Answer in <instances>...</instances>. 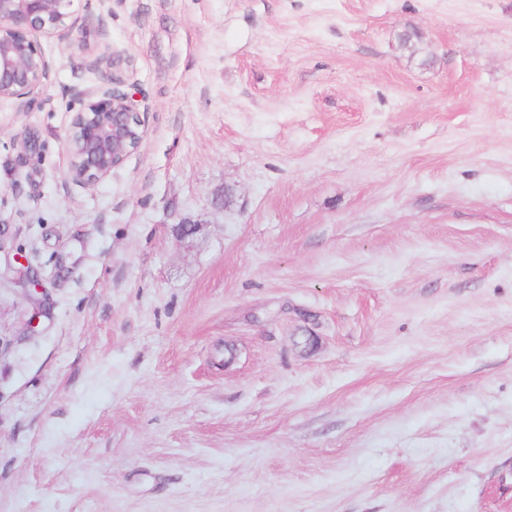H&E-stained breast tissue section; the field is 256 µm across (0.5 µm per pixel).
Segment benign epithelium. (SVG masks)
<instances>
[{"mask_svg":"<svg viewBox=\"0 0 512 512\" xmlns=\"http://www.w3.org/2000/svg\"><path fill=\"white\" fill-rule=\"evenodd\" d=\"M74 0H0V99L21 107L49 77V64L38 37L65 36L72 30ZM90 91L68 130V173L89 186L112 174L136 151L145 137L134 94L117 88Z\"/></svg>","mask_w":512,"mask_h":512,"instance_id":"benign-epithelium-1","label":"benign epithelium"}]
</instances>
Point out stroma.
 Segmentation results:
<instances>
[{"mask_svg":"<svg viewBox=\"0 0 512 512\" xmlns=\"http://www.w3.org/2000/svg\"><path fill=\"white\" fill-rule=\"evenodd\" d=\"M74 20L0 101V512H512V0ZM101 56L146 135L84 186Z\"/></svg>","mask_w":512,"mask_h":512,"instance_id":"35a3bbf8","label":"stroma"}]
</instances>
